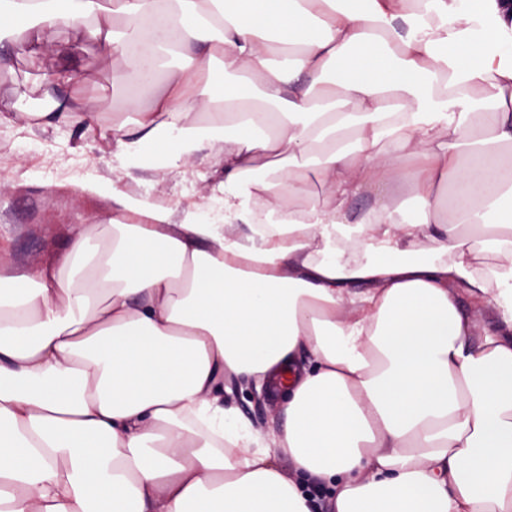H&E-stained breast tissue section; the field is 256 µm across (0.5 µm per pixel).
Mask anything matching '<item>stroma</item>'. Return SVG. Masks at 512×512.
I'll return each mask as SVG.
<instances>
[{
    "label": "stroma",
    "mask_w": 512,
    "mask_h": 512,
    "mask_svg": "<svg viewBox=\"0 0 512 512\" xmlns=\"http://www.w3.org/2000/svg\"><path fill=\"white\" fill-rule=\"evenodd\" d=\"M121 57L79 73L94 92L99 120L92 128L44 127L17 118V106L39 112L44 88L29 59L12 54L0 69V263L21 271L53 259L66 250L70 227L88 224L103 231L112 219L110 198L79 191V182L121 178L133 195L164 205L219 198L222 173L205 164L159 174L151 167L120 174L115 147L107 133L116 112H134L149 101L148 93L114 84L122 74Z\"/></svg>",
    "instance_id": "1"
}]
</instances>
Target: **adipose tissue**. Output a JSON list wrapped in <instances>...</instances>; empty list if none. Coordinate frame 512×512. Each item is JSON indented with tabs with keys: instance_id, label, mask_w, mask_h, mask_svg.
Masks as SVG:
<instances>
[{
	"instance_id": "obj_1",
	"label": "adipose tissue",
	"mask_w": 512,
	"mask_h": 512,
	"mask_svg": "<svg viewBox=\"0 0 512 512\" xmlns=\"http://www.w3.org/2000/svg\"><path fill=\"white\" fill-rule=\"evenodd\" d=\"M59 2L0 36L178 57L112 138L221 147L223 213L85 181L110 233L0 269V512H512V0ZM53 52L39 119L95 123ZM44 39L46 42L58 40H70L75 42L80 49V52L87 57L98 53V47L94 42L84 39L75 30L66 26H56L47 29L44 33ZM234 404L252 421L255 427H266L276 412V405L270 400L258 397L251 390L238 393Z\"/></svg>"
}]
</instances>
